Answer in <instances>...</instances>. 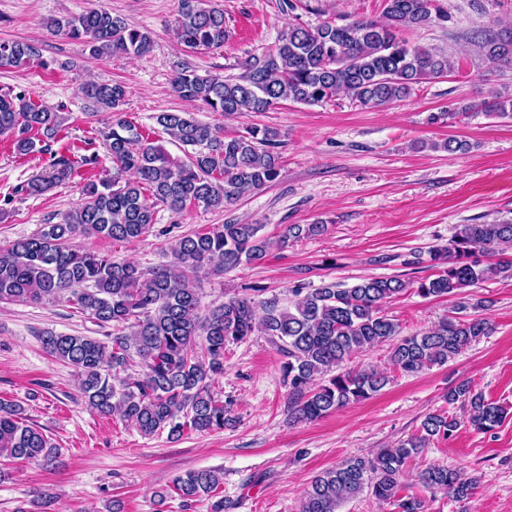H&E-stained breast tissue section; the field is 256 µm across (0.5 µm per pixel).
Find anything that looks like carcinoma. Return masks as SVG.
I'll return each mask as SVG.
<instances>
[{
	"instance_id": "carcinoma-1",
	"label": "carcinoma",
	"mask_w": 512,
	"mask_h": 512,
	"mask_svg": "<svg viewBox=\"0 0 512 512\" xmlns=\"http://www.w3.org/2000/svg\"><path fill=\"white\" fill-rule=\"evenodd\" d=\"M383 2L381 21L288 24L276 48L252 57L236 78L202 76L185 66L176 73L174 90L190 103L228 116L266 112L287 100L321 104L340 93L362 106H380L403 101L423 80L455 70L448 53L402 37L406 30L447 18L436 0ZM46 27L55 36L82 42L93 58L121 60L153 48L148 33L103 7L50 18ZM174 35L192 52L219 49L229 36L224 10L211 0H181ZM475 44L490 63L512 67V29H482ZM38 58V48L29 42L0 43V70L20 69ZM81 93L96 109L115 113L126 91L119 83L92 82L82 86ZM482 111L512 118V98L496 95L482 103ZM154 119L167 135L191 148L187 161L172 159L138 127L117 118L104 135L112 177L88 180L83 202L63 222L44 224L30 237L0 246V303L64 300L99 328L112 329L110 345L91 336L52 331L41 336L46 352L74 369L92 410L115 414L145 436L165 429L179 436L187 427L222 430L229 410L214 395L212 384L224 375V346L261 331L285 358L288 412L296 421H315L372 398L389 383L376 369L333 374L356 352L387 342L391 365L414 374L447 363L490 329L489 321L478 314L483 304L466 301V289L512 272V262L476 256L478 251L486 256L512 246V219L460 225L448 246L430 252L436 272L425 279L366 277L351 286L330 282L296 288L294 303L281 307L269 300L260 317L257 303L247 295L202 314L191 288V280L201 275L263 260L269 242L258 236L260 224H223L182 236L174 240L173 261L164 268H142L91 247L74 246L73 240L80 237L133 241L155 224L159 204L176 212L188 205L220 207L279 176L275 148L280 134L272 127L250 126L227 137L188 112H159ZM62 122L60 113L32 103L24 92L0 94V136L14 138L21 154L36 146L30 133L49 141ZM432 148L466 153L471 144L448 138ZM73 171L70 161L60 159L50 178L31 179L25 192L40 195ZM411 288L425 298H455L453 315L425 331L401 335L387 305ZM134 362L140 372L131 375ZM447 400L467 404L470 423L480 431L493 430L505 414L502 406L473 392L466 382L449 388ZM458 424L446 412L429 413L419 433L396 447L322 472L305 491L300 512H340L344 502L366 492L393 503L397 512H425L423 499L398 496L400 478L430 442L450 436ZM58 458V448L28 423L21 405L0 401V460L49 465ZM418 478L424 487L448 492L459 502L480 488L478 479L441 465L423 468ZM222 481L214 470H189L156 496L163 502L175 494L187 505L206 498L212 500L211 512H228L232 505L217 497Z\"/></svg>"
}]
</instances>
